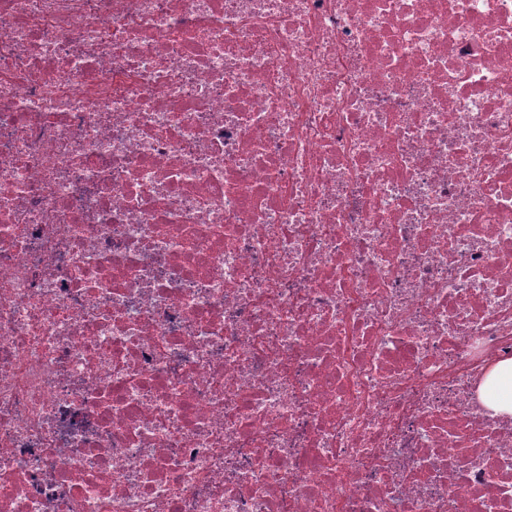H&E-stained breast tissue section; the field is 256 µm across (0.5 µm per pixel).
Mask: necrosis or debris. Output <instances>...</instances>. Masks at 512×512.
Returning a JSON list of instances; mask_svg holds the SVG:
<instances>
[{
    "instance_id": "4bbe7bcc",
    "label": "necrosis or debris",
    "mask_w": 512,
    "mask_h": 512,
    "mask_svg": "<svg viewBox=\"0 0 512 512\" xmlns=\"http://www.w3.org/2000/svg\"><path fill=\"white\" fill-rule=\"evenodd\" d=\"M512 0H0V512H512ZM502 383L508 384L510 389L509 395L498 399L492 398L490 396L491 390ZM479 400L488 411L505 420H512V360L510 362L498 363L489 370L486 374V381L481 390Z\"/></svg>"
}]
</instances>
